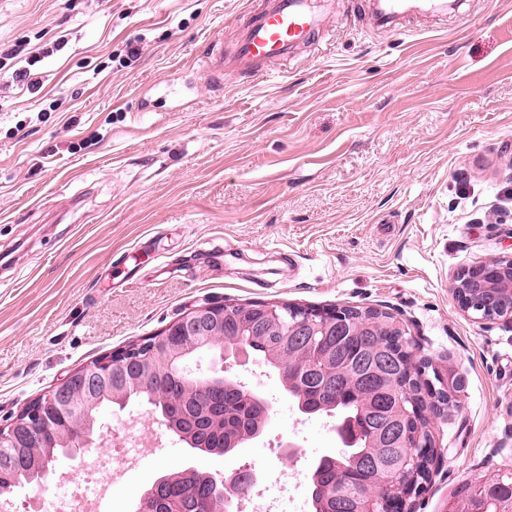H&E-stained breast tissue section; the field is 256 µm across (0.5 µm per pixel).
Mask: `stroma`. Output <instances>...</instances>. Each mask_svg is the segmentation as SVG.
I'll return each mask as SVG.
<instances>
[{"instance_id": "obj_1", "label": "stroma", "mask_w": 512, "mask_h": 512, "mask_svg": "<svg viewBox=\"0 0 512 512\" xmlns=\"http://www.w3.org/2000/svg\"><path fill=\"white\" fill-rule=\"evenodd\" d=\"M267 0H0V49L66 45L40 89L0 80V423L66 375L155 334L202 300L391 314L413 361L462 376L430 417L437 456L408 512L512 474V326L451 292L462 268L512 254V0H458L402 33L364 0H322L315 44L264 75L202 73ZM272 407L235 453L187 447L148 407L108 409L98 443L169 444L115 487L129 512L169 469L265 479L338 452L334 419L298 412L277 372L238 368ZM297 453L282 456L286 442ZM77 466L15 488L19 512ZM205 77L211 83L222 85V78L224 77V48L217 47L216 44L205 55Z\"/></svg>"}]
</instances>
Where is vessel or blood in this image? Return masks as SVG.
Returning <instances> with one entry per match:
<instances>
[{
	"instance_id": "vessel-or-blood-1",
	"label": "vessel or blood",
	"mask_w": 512,
	"mask_h": 512,
	"mask_svg": "<svg viewBox=\"0 0 512 512\" xmlns=\"http://www.w3.org/2000/svg\"><path fill=\"white\" fill-rule=\"evenodd\" d=\"M447 0H373L378 26H394L410 12H444ZM322 32L321 21L310 0H269L267 8L236 40L231 52L212 47L205 55V76L221 84L225 68L249 75H260L268 62L287 58L301 45L315 44Z\"/></svg>"
}]
</instances>
